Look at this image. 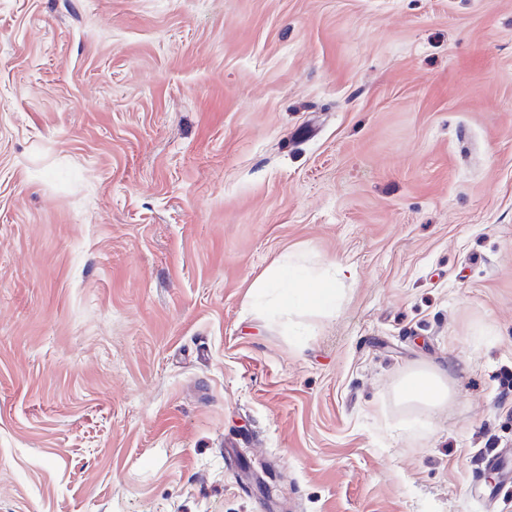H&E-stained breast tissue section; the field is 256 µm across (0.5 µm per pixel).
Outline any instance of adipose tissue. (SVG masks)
Segmentation results:
<instances>
[{"mask_svg": "<svg viewBox=\"0 0 512 512\" xmlns=\"http://www.w3.org/2000/svg\"><path fill=\"white\" fill-rule=\"evenodd\" d=\"M335 265L318 272H301L290 256H281L256 279L251 290L259 298L271 297V309L285 317L330 316L339 308L342 291Z\"/></svg>", "mask_w": 512, "mask_h": 512, "instance_id": "1", "label": "adipose tissue"}]
</instances>
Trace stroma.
<instances>
[{
	"instance_id": "35a3bbf8",
	"label": "stroma",
	"mask_w": 512,
	"mask_h": 512,
	"mask_svg": "<svg viewBox=\"0 0 512 512\" xmlns=\"http://www.w3.org/2000/svg\"><path fill=\"white\" fill-rule=\"evenodd\" d=\"M509 448L512 0H0V512H512ZM340 273L335 265L324 270L303 273L289 255L281 256L250 286L254 296L266 298L271 289L278 288L270 308L281 316H330L336 313L342 299L338 288ZM401 395L405 398L424 395L431 400L441 401L445 397V391L443 386H439L435 375H416L402 386Z\"/></svg>"
}]
</instances>
